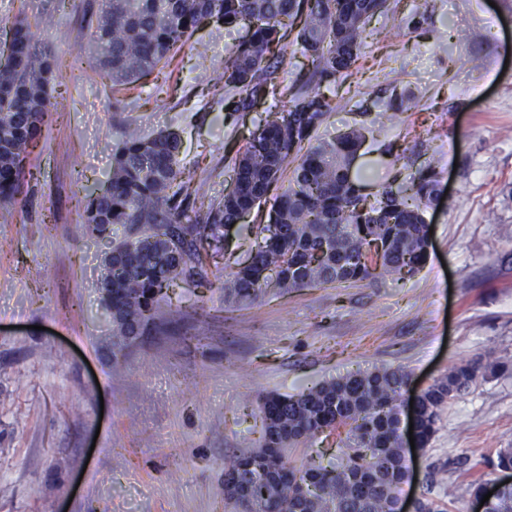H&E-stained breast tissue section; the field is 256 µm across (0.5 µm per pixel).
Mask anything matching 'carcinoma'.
<instances>
[{
  "label": "carcinoma",
  "instance_id": "obj_1",
  "mask_svg": "<svg viewBox=\"0 0 512 512\" xmlns=\"http://www.w3.org/2000/svg\"><path fill=\"white\" fill-rule=\"evenodd\" d=\"M386 0H106L91 55L114 85L153 71L210 19L248 35L221 65L217 83L239 90L243 106L274 86L269 55L288 31L311 59L318 80H336L355 63L366 23ZM54 15L15 20L0 51V200L20 192L42 126L57 109L54 53L39 40ZM308 79L288 89V105L266 113L233 168L232 188L197 207L185 191L179 134H129L112 156L105 189L87 192L83 226L110 247L104 258L105 311L112 312V355L152 319L169 288L201 285L202 253H220L223 228L261 207L290 164L289 185L276 197L271 223L242 225L260 238L243 266L225 275L224 303L250 307L269 293L355 284L382 275H413L427 260L426 213L439 196V172L427 165L406 184L388 183L369 200V183L352 176L365 140L356 124L331 141L310 143L333 110ZM125 236L112 239L114 227ZM508 369L487 352L455 366L422 393L416 417L420 449L443 409L462 390ZM410 375L400 369L356 372L297 396L261 399L258 450L224 463V496L236 512H397L405 476L401 397ZM348 428L340 463L296 467L289 453L326 429Z\"/></svg>",
  "mask_w": 512,
  "mask_h": 512
}]
</instances>
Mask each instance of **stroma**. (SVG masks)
I'll use <instances>...</instances> for the list:
<instances>
[{"instance_id": "stroma-1", "label": "stroma", "mask_w": 512, "mask_h": 512, "mask_svg": "<svg viewBox=\"0 0 512 512\" xmlns=\"http://www.w3.org/2000/svg\"><path fill=\"white\" fill-rule=\"evenodd\" d=\"M103 7L0 0V43L19 16L54 13L42 37L60 73L32 174L18 201L0 202V512H233L224 462L258 447L260 397L382 369L422 389L491 351L508 373L447 405L399 487L401 499L428 493L471 512L474 485L501 480L497 453L512 448V0H388L349 75L321 85L339 107L314 142L366 122L356 166L374 189L438 160L445 194L427 212L417 274L228 307L225 269L254 245L232 225L224 262L203 268L206 287L169 289L118 375L99 288L107 245L81 224L85 187L131 126L177 132L181 168L221 199L250 131L284 99L239 111L215 87L203 59H224L246 31L214 19L148 77L113 86L87 53ZM270 64L285 86L313 72L290 39ZM408 95L414 108L392 120ZM345 446L325 432L290 457L325 463Z\"/></svg>"}]
</instances>
